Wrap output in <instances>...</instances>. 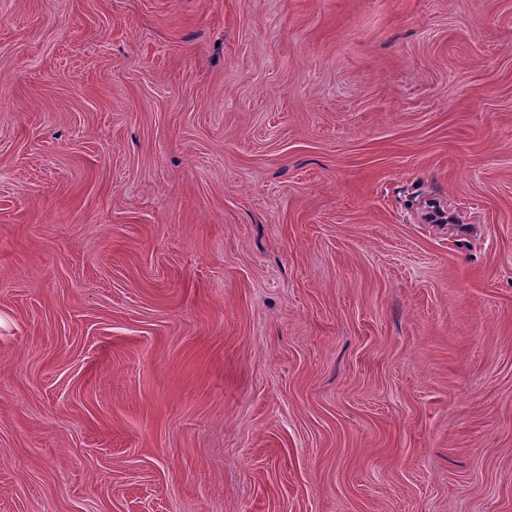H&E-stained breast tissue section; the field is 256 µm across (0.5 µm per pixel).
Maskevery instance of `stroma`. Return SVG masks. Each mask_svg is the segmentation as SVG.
Here are the masks:
<instances>
[{
    "label": "stroma",
    "mask_w": 512,
    "mask_h": 512,
    "mask_svg": "<svg viewBox=\"0 0 512 512\" xmlns=\"http://www.w3.org/2000/svg\"><path fill=\"white\" fill-rule=\"evenodd\" d=\"M0 512H512V0H0Z\"/></svg>",
    "instance_id": "stroma-1"
}]
</instances>
